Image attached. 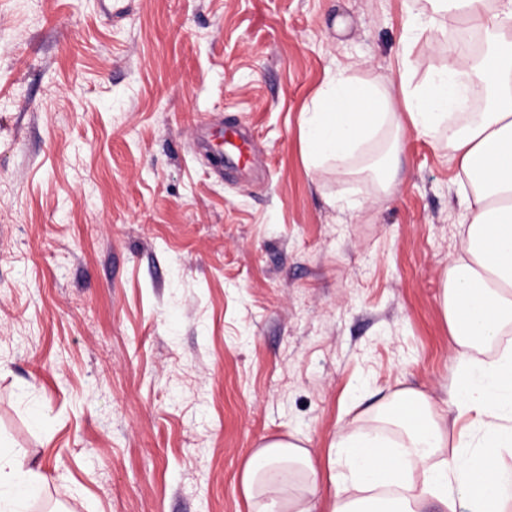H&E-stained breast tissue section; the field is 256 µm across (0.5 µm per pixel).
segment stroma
I'll use <instances>...</instances> for the list:
<instances>
[{
	"mask_svg": "<svg viewBox=\"0 0 512 512\" xmlns=\"http://www.w3.org/2000/svg\"><path fill=\"white\" fill-rule=\"evenodd\" d=\"M414 0H0V440L31 512H251L243 469L330 442L389 390L443 399L441 309L464 185L398 135L382 191L308 168L303 113L339 67L399 92L443 60ZM253 141L218 161L222 125Z\"/></svg>",
	"mask_w": 512,
	"mask_h": 512,
	"instance_id": "35a3bbf8",
	"label": "stroma"
}]
</instances>
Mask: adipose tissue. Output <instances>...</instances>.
Segmentation results:
<instances>
[{
	"label": "adipose tissue",
	"instance_id": "adipose-tissue-1",
	"mask_svg": "<svg viewBox=\"0 0 512 512\" xmlns=\"http://www.w3.org/2000/svg\"><path fill=\"white\" fill-rule=\"evenodd\" d=\"M463 25L486 32L482 60L448 49L423 82L339 69L305 112L310 168L335 161L337 176L381 129L410 123L444 134L448 160L468 181L460 247L448 265L442 311L456 345L448 397L400 388L369 412L370 426L338 427L330 444V512H512V0H426L408 38ZM367 102V112L352 107ZM461 424L449 437V421ZM41 479L21 456L0 451V512H27ZM242 487L253 512H314L317 472L302 438L266 442L247 461Z\"/></svg>",
	"mask_w": 512,
	"mask_h": 512
}]
</instances>
